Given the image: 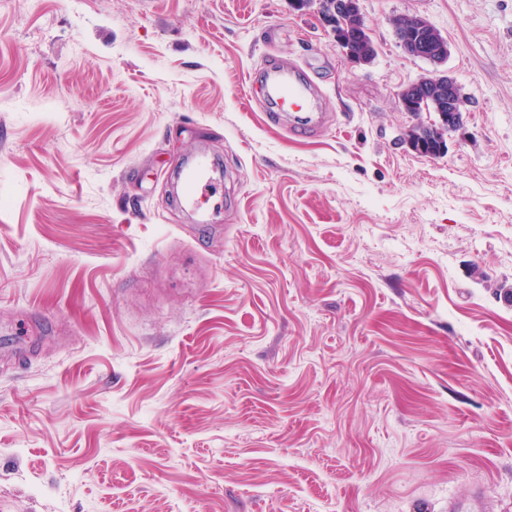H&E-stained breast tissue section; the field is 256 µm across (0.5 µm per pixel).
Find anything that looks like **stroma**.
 Here are the masks:
<instances>
[{
	"mask_svg": "<svg viewBox=\"0 0 512 512\" xmlns=\"http://www.w3.org/2000/svg\"><path fill=\"white\" fill-rule=\"evenodd\" d=\"M360 4L352 64L290 0H0V512H512V0ZM435 74L428 157L398 93ZM355 2L356 5L352 9L353 11L349 12L346 16L349 18V22L338 27V36L354 43V49L368 60L375 55V47L366 32V28L363 27L364 25L355 21V17L361 11L360 1L356 0ZM393 28L395 35L400 43V45L403 47L406 53L412 56V46H410V43L406 39V34L412 32V29L410 26H417L420 28L427 29V31H432L435 29L432 24L421 16H401L397 17L393 20ZM263 84L266 107L277 125L288 114L293 118L289 130L307 133L319 127L320 96L298 66L272 59L265 67ZM421 82H416L409 86H418ZM409 86L404 87L398 95L400 107L403 112H409L412 115L418 116L421 112H435L438 114V118L441 119L442 124L448 129L449 134L456 129L460 128L464 122V111H463V100L460 89L454 82V80L448 76V86L445 88L448 91V115L440 113V106H437L430 100H422L417 106L409 104L408 89ZM447 135L442 137L443 143H440L439 151L435 156L438 157L444 155L448 151L447 146ZM182 202L196 210H202L217 193L210 176V165L206 156L197 155L182 173Z\"/></svg>",
	"mask_w": 512,
	"mask_h": 512,
	"instance_id": "1",
	"label": "stroma"
}]
</instances>
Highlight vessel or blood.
Here are the masks:
<instances>
[{"label":"vessel or blood","instance_id":"1","mask_svg":"<svg viewBox=\"0 0 512 512\" xmlns=\"http://www.w3.org/2000/svg\"><path fill=\"white\" fill-rule=\"evenodd\" d=\"M264 101L273 121L292 117V128L299 133L315 130L319 125L320 96L315 86L304 79L298 66L278 59L265 67ZM183 197L186 206L200 210L216 194L206 156H195L182 173Z\"/></svg>","mask_w":512,"mask_h":512}]
</instances>
